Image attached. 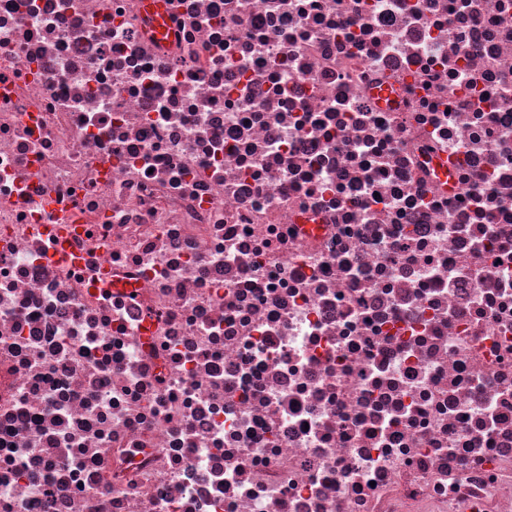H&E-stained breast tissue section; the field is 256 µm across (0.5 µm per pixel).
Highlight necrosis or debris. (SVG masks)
Here are the masks:
<instances>
[{
	"mask_svg": "<svg viewBox=\"0 0 512 512\" xmlns=\"http://www.w3.org/2000/svg\"><path fill=\"white\" fill-rule=\"evenodd\" d=\"M158 12L0 0V512H512V0Z\"/></svg>",
	"mask_w": 512,
	"mask_h": 512,
	"instance_id": "1",
	"label": "necrosis or debris"
}]
</instances>
